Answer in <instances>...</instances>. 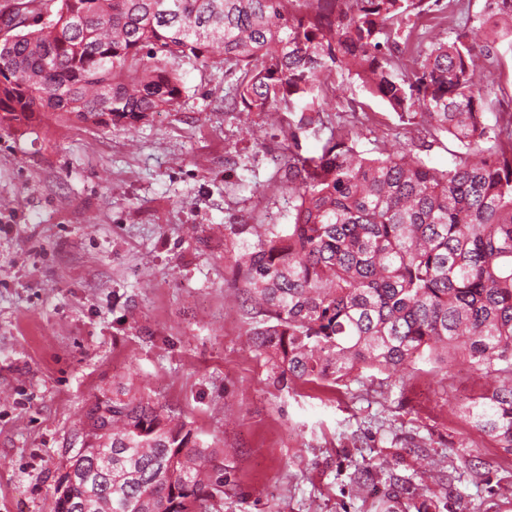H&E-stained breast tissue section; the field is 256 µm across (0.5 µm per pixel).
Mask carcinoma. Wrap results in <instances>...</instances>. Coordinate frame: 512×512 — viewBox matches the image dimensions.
<instances>
[{"mask_svg": "<svg viewBox=\"0 0 512 512\" xmlns=\"http://www.w3.org/2000/svg\"><path fill=\"white\" fill-rule=\"evenodd\" d=\"M4 0L0 126L37 112L140 123L178 103L180 63L219 49L240 67L248 112L293 110L320 76L344 69L394 111L444 130L463 152L445 169L411 149L367 158L348 132L313 156L289 132L292 222L232 256L251 348L273 383L336 387L354 372H401L457 356L488 387L461 407L512 455V120L485 119L477 59L512 46V0H484L464 26L429 37L406 75L399 39L442 0ZM474 29L491 37L474 42ZM494 143V149L485 147ZM80 432L98 451L70 460L75 481L50 512H224L222 448L200 442L167 407L121 386L96 399ZM112 452V481L98 453Z\"/></svg>", "mask_w": 512, "mask_h": 512, "instance_id": "1", "label": "carcinoma"}]
</instances>
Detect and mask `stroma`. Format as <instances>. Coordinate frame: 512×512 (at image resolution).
<instances>
[{
	"label": "stroma",
	"instance_id": "stroma-1",
	"mask_svg": "<svg viewBox=\"0 0 512 512\" xmlns=\"http://www.w3.org/2000/svg\"><path fill=\"white\" fill-rule=\"evenodd\" d=\"M182 72L178 104L143 123L43 112L0 129V512H49L86 409L122 385L223 449L224 512H374L426 468L450 512H512V456L459 416L483 384L467 364L274 385L230 269L233 250L291 222L289 128L306 154L344 128L365 155L414 146L438 169L458 144L344 70L322 76L321 121L306 127L297 111L278 127L245 111L219 52ZM478 78L496 124L512 113V45ZM365 466L373 479L356 486Z\"/></svg>",
	"mask_w": 512,
	"mask_h": 512
}]
</instances>
